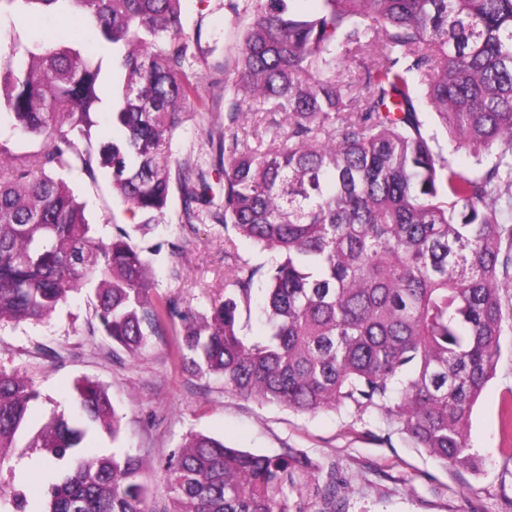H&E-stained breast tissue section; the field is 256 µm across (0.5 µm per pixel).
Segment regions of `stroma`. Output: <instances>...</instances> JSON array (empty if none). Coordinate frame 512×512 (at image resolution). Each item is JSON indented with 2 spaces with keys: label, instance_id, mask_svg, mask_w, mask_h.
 Listing matches in <instances>:
<instances>
[{
  "label": "stroma",
  "instance_id": "obj_1",
  "mask_svg": "<svg viewBox=\"0 0 512 512\" xmlns=\"http://www.w3.org/2000/svg\"><path fill=\"white\" fill-rule=\"evenodd\" d=\"M252 0H185L182 37L189 45L186 70L198 80L187 123L173 136V157L210 170L214 151L202 126H222L227 104L224 83L233 76L241 32L251 18ZM78 41L95 51L93 30L82 13L59 18L43 13L24 21L0 19V50L13 42ZM96 235L110 240L113 224L133 218L112 196L106 175L96 180L73 176ZM180 197H172L166 224L146 236L162 243L152 258L157 294L181 296L203 310L224 296V265L232 257L253 266L269 265L270 251L239 235H225L220 224L183 222ZM93 293L85 288L44 320L0 323V370L24 376L39 392L21 442H28L51 415L74 416V383L86 377L107 387L121 417L118 437L89 434L86 447L109 454L128 451L144 463L142 477L156 490L165 479L160 467L169 452L192 432L225 445L262 454L289 451L309 458L323 471H335L338 512H512V430L502 425V408L512 399V330H504L501 354L470 419V444L477 470L444 468L419 448L401 425L374 408L346 405L300 414L226 391L222 381L197 378L184 370L178 327L138 358L113 355L104 336L91 333ZM54 470L39 455L12 457L0 469V487L20 488L40 501Z\"/></svg>",
  "mask_w": 512,
  "mask_h": 512
}]
</instances>
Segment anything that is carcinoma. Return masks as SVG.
Segmentation results:
<instances>
[{
    "label": "carcinoma",
    "mask_w": 512,
    "mask_h": 512,
    "mask_svg": "<svg viewBox=\"0 0 512 512\" xmlns=\"http://www.w3.org/2000/svg\"><path fill=\"white\" fill-rule=\"evenodd\" d=\"M183 0H0V16L78 10L112 50V126L92 135L101 61L70 42H15L0 56V109L39 144L0 142V323L40 321L85 287L112 345L138 357L180 324L182 364L224 390L296 413L353 404L401 424L441 466L475 468L469 421L501 353L500 291L512 288V0H255L226 82L229 112L208 177L172 161L191 116ZM469 175L435 146L421 105ZM97 181L139 215L146 237L164 223L173 188L186 223L215 224L274 252L263 311L269 334H239L260 268H224V299L205 311L152 288L151 255L121 224L93 236L68 176ZM39 393L0 372V463L67 456L46 498L0 491V512H155L154 490L129 453L86 455L91 428L117 437L105 387L76 383L77 415L53 416L23 446L17 435ZM160 512H314L336 501V475L307 458L230 448L192 434L163 463ZM439 144L444 149V154L448 156V159L460 170L465 173L471 174L477 171L478 166L475 164L474 159L465 150H459L453 152L451 147L447 146L446 139L442 135L441 131L438 130Z\"/></svg>",
    "instance_id": "carcinoma-1"
}]
</instances>
